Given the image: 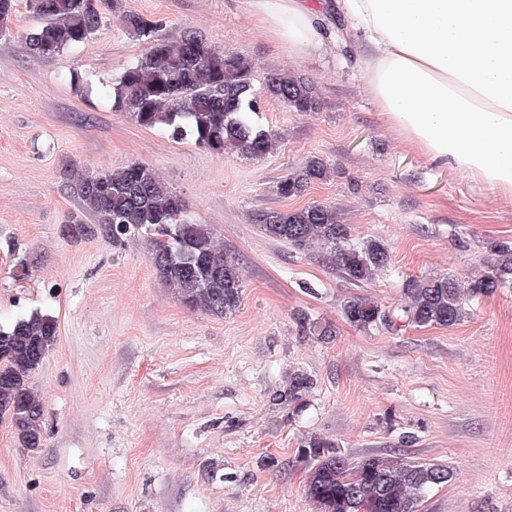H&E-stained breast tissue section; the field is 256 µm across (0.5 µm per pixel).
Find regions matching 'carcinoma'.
I'll list each match as a JSON object with an SVG mask.
<instances>
[{
  "mask_svg": "<svg viewBox=\"0 0 512 512\" xmlns=\"http://www.w3.org/2000/svg\"><path fill=\"white\" fill-rule=\"evenodd\" d=\"M116 12L120 0H27L38 25L25 37L36 58L75 50L103 22L101 6ZM126 32L145 45V52L113 79L106 94L112 107L130 115L139 126L163 128L176 137L192 136L217 155L240 154L260 159L276 140L259 122L265 93L293 112H316L320 97L314 84L295 75L274 72L264 92L252 84V61L238 53L217 50L199 34L186 32L171 40L159 36L161 21L124 15ZM331 175L329 164L311 156L299 170L277 182L283 198L302 195L310 184ZM80 209L64 226L73 238L100 234L112 246L127 237L150 236L149 260L159 278L173 286L188 309L224 317L241 304L243 278L235 254L207 224L184 218L186 201L171 191L153 167L131 162L115 172L67 171ZM96 223H86V218ZM265 235L299 250L329 255L342 276L353 284L370 282L387 270L391 256L385 242L370 236L355 243L351 226L334 205L312 203L289 211H255L250 217ZM482 273L466 281L446 274L424 275L403 284L405 302L385 308L366 295L344 301L342 314L359 329L386 327H453L467 312L464 298L488 296L512 285V244L492 242ZM299 332L326 342L336 335L328 321L299 313ZM58 339L55 317L41 311L0 323V420H8L22 447L34 450L43 441V404L29 379ZM314 388L303 370L288 372V385L274 400L300 408ZM308 466L306 496L318 512H419L428 493L452 481L448 465L407 461L389 454L368 453L354 460L311 438L299 448Z\"/></svg>",
  "mask_w": 512,
  "mask_h": 512,
  "instance_id": "1",
  "label": "carcinoma"
}]
</instances>
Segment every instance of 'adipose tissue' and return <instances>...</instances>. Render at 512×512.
<instances>
[{
	"label": "adipose tissue",
	"instance_id": "obj_1",
	"mask_svg": "<svg viewBox=\"0 0 512 512\" xmlns=\"http://www.w3.org/2000/svg\"><path fill=\"white\" fill-rule=\"evenodd\" d=\"M288 54H327L323 0H249ZM366 88L413 147L512 198V0H335Z\"/></svg>",
	"mask_w": 512,
	"mask_h": 512
}]
</instances>
